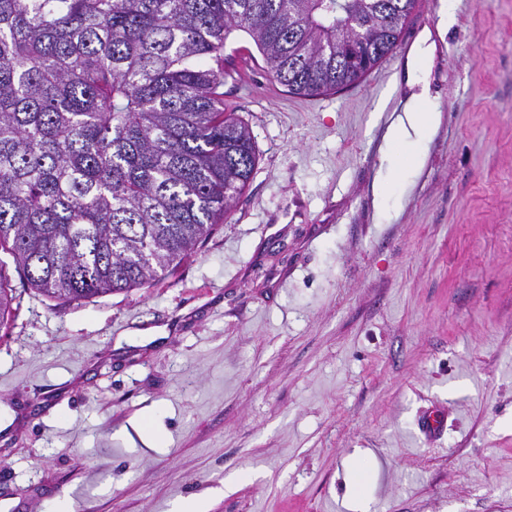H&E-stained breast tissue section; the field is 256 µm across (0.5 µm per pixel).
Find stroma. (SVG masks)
I'll return each instance as SVG.
<instances>
[{"mask_svg":"<svg viewBox=\"0 0 512 512\" xmlns=\"http://www.w3.org/2000/svg\"><path fill=\"white\" fill-rule=\"evenodd\" d=\"M426 30L440 123L380 200ZM224 56L259 155L224 223L90 302L9 274L0 512H512V0H417L334 94H290L245 32Z\"/></svg>","mask_w":512,"mask_h":512,"instance_id":"35a3bbf8","label":"stroma"}]
</instances>
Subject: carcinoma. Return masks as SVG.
<instances>
[{
  "label": "carcinoma",
  "instance_id": "carcinoma-1",
  "mask_svg": "<svg viewBox=\"0 0 512 512\" xmlns=\"http://www.w3.org/2000/svg\"><path fill=\"white\" fill-rule=\"evenodd\" d=\"M416 0H0V250L40 295L152 285L253 177L224 111V47L249 34L292 94L367 77ZM360 46V67L345 64ZM15 297L0 263V328Z\"/></svg>",
  "mask_w": 512,
  "mask_h": 512
}]
</instances>
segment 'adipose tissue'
I'll return each instance as SVG.
<instances>
[{
	"label": "adipose tissue",
	"mask_w": 512,
	"mask_h": 512,
	"mask_svg": "<svg viewBox=\"0 0 512 512\" xmlns=\"http://www.w3.org/2000/svg\"><path fill=\"white\" fill-rule=\"evenodd\" d=\"M434 50L435 43L428 32L413 46L406 77V85L412 90L410 105L403 116L388 127L383 137L385 154L405 153L413 165L422 162V149L431 139L438 122V114L426 86V73L416 64L419 58H432Z\"/></svg>",
	"instance_id": "obj_1"
}]
</instances>
